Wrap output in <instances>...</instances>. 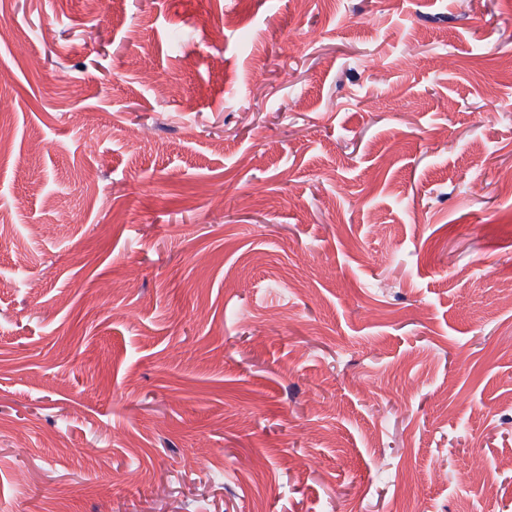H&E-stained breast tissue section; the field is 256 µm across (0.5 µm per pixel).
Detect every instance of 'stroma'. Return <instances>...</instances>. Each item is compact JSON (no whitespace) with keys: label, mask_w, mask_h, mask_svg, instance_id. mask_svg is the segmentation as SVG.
<instances>
[{"label":"stroma","mask_w":512,"mask_h":512,"mask_svg":"<svg viewBox=\"0 0 512 512\" xmlns=\"http://www.w3.org/2000/svg\"><path fill=\"white\" fill-rule=\"evenodd\" d=\"M0 96V512H512V0H0Z\"/></svg>","instance_id":"obj_1"}]
</instances>
